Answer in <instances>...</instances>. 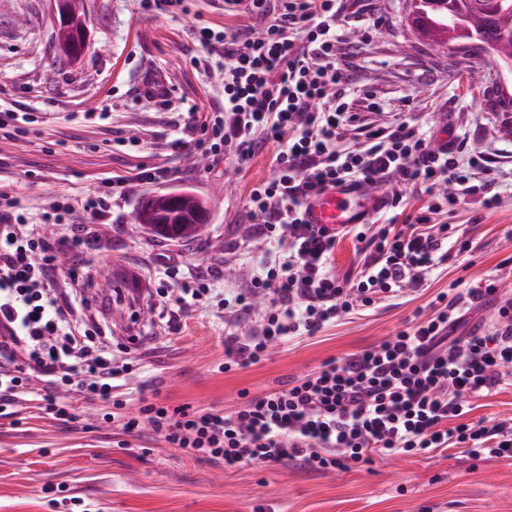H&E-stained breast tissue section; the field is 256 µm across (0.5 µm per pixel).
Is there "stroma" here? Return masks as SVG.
Masks as SVG:
<instances>
[{
    "label": "stroma",
    "mask_w": 512,
    "mask_h": 512,
    "mask_svg": "<svg viewBox=\"0 0 512 512\" xmlns=\"http://www.w3.org/2000/svg\"><path fill=\"white\" fill-rule=\"evenodd\" d=\"M87 48L62 62L49 0H0V107L33 113L37 121L18 139H0V189L37 221L53 197L102 193L120 177L125 193L102 219H84L79 251L67 224L46 227L60 240L69 265L56 286L73 297L117 359L137 358L141 369L125 387L124 415L146 400L231 411L245 397L271 391L331 358L390 338L439 292L500 276L496 297L470 311L460 333L488 329L512 300V70L488 55L432 50L412 29L406 0H347L340 32L352 86L381 104L367 113L380 124L398 112L417 119L435 142L463 138L485 152L499 204L437 214L463 234L470 251L450 256L428 288L405 291L354 311L313 336L277 346L263 361L223 371L226 332L247 337L254 317L223 321L206 309L172 314L159 295L168 264L211 276L215 287L246 288L255 270L259 222L246 200L270 176L273 147L241 163L214 161L176 145L188 121L186 106L204 119L217 103L218 74L199 61L207 50L199 28H243L251 16L224 12V0H189L187 12H163L147 0H86ZM379 20L373 36L361 23ZM483 83L468 86L473 70ZM166 170L141 184V169ZM188 188L214 214L202 240H153L132 215L148 193ZM81 265L83 278L68 277ZM107 277H100V266ZM18 423L0 419V512H512V457L473 458L451 447L401 457H373L346 472H319L295 461L224 469L171 447L150 424L124 434L106 422L112 404L76 399L70 422L51 419L29 402L17 404Z\"/></svg>",
    "instance_id": "35a3bbf8"
}]
</instances>
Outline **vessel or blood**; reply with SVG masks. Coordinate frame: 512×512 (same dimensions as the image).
<instances>
[{"label": "vessel or blood", "mask_w": 512, "mask_h": 512, "mask_svg": "<svg viewBox=\"0 0 512 512\" xmlns=\"http://www.w3.org/2000/svg\"><path fill=\"white\" fill-rule=\"evenodd\" d=\"M380 203L379 196L343 185L313 199L305 219L307 223L334 233L350 225L364 223L368 213L373 212Z\"/></svg>", "instance_id": "b4317fda"}]
</instances>
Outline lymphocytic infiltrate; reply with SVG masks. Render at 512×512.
<instances>
[{
  "mask_svg": "<svg viewBox=\"0 0 512 512\" xmlns=\"http://www.w3.org/2000/svg\"><path fill=\"white\" fill-rule=\"evenodd\" d=\"M225 11L255 16L241 30L201 29L207 71L220 72L221 107L203 126H188L195 150L212 158L250 160L277 144L274 172L255 183L250 211L257 237L268 245L249 288L224 304L223 314L259 315L250 337L224 339V367L265 360L273 346L312 336L344 315L424 286L448 259L447 225L424 231L433 214L463 205L490 209L494 179L483 152L462 139L434 144L419 127L395 115L383 126L366 121L379 110L372 94L350 97L351 75L340 61L338 21L345 0H226ZM344 184L384 188V205L404 207L407 189L434 201L415 216L417 230L390 233L355 224L351 233L366 256L355 283L337 278L331 261L338 242L304 219L309 201ZM110 192L80 204L55 198L38 223L0 195V418L17 400L37 403L56 419L71 416L68 391L122 408L114 393L133 372L116 362L99 332L52 291L57 246L44 225L71 221L75 211L103 216ZM498 278L440 294L431 314L407 324L379 346L330 359L316 371L220 413L145 404L153 431L187 454L236 468L302 462L316 471L350 469L371 455H408L448 446L473 457H512V419L472 421L471 398L486 397L512 365V307L484 331L452 337L472 307L497 291ZM266 300L256 311L258 300Z\"/></svg>",
  "mask_w": 512,
  "mask_h": 512,
  "instance_id": "1",
  "label": "lymphocytic infiltrate"
}]
</instances>
